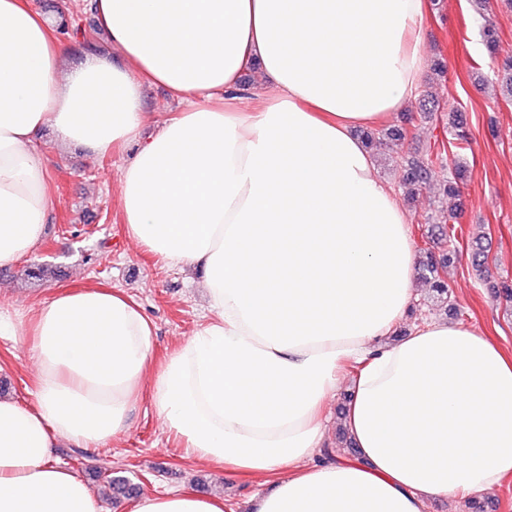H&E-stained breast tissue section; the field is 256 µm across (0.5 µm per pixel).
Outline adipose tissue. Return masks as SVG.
Segmentation results:
<instances>
[{"mask_svg":"<svg viewBox=\"0 0 512 512\" xmlns=\"http://www.w3.org/2000/svg\"><path fill=\"white\" fill-rule=\"evenodd\" d=\"M428 0H95L108 54L73 67L57 19L0 0V266L49 222L45 132L92 158L132 148L119 178L126 234L204 272L203 322L160 369L123 290L56 292L0 310L30 344L34 400L0 396V512H103L51 464L59 440L104 446L148 397L194 459L273 473L255 512H425L512 477V355L457 322L390 336L414 299L407 216L357 128L400 111L426 66ZM259 77L246 87L243 76ZM177 112L156 117L145 86ZM259 97L250 112L244 94ZM356 457L323 452L343 384ZM131 512H225L184 487ZM145 105L148 112H174L178 104L171 100L164 89L159 87H148L144 92Z\"/></svg>","mask_w":512,"mask_h":512,"instance_id":"ef3b65f1","label":"adipose tissue"}]
</instances>
